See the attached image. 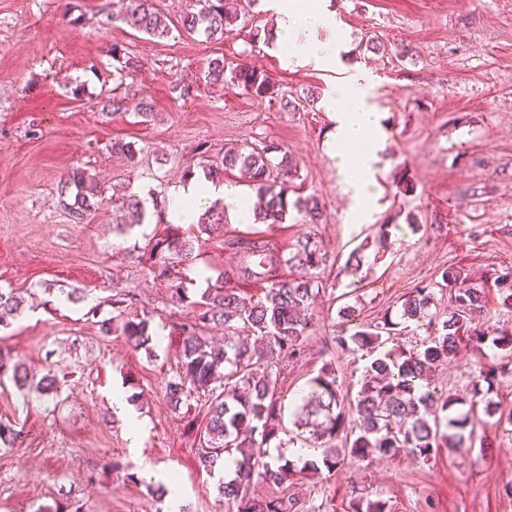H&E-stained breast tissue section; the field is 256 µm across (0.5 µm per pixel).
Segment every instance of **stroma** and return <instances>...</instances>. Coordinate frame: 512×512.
I'll return each mask as SVG.
<instances>
[{"instance_id": "stroma-1", "label": "stroma", "mask_w": 512, "mask_h": 512, "mask_svg": "<svg viewBox=\"0 0 512 512\" xmlns=\"http://www.w3.org/2000/svg\"><path fill=\"white\" fill-rule=\"evenodd\" d=\"M336 2L349 56L371 73L387 136L375 188L381 209L361 224L348 212L327 154L331 120L319 102L332 81L310 67L285 68L266 41L254 40V32L271 28L261 7H245L240 29L215 41L136 32L118 18L129 0H0V288L24 299L16 320L0 330V347L31 378L52 374L60 386L57 396L27 399L11 383L0 386V421L18 430L13 445L0 448V512L46 505L69 512L74 504L82 512H156L154 488L170 473L190 512H235L218 491L223 466L200 467L199 432L187 429L164 396L184 309L152 273L150 240L163 227L150 215L118 234L110 202L150 193L166 204L185 169L221 162L225 148L285 145L297 162L289 186L324 206L317 234L331 261L312 306L316 328L301 357L276 367L285 413L328 361L345 388L359 390L367 357L325 344L343 306H354L366 322L396 317L406 295L428 285L431 312L447 313L451 292L441 274L454 267L484 291L481 323L512 328V310L492 285L494 269L512 266V0ZM374 34L408 45L411 57L400 62L367 50ZM116 43L136 64L120 85ZM216 57L264 72L298 110L210 79ZM116 94L147 99L151 110L107 111ZM117 141L135 144L137 164L113 152ZM74 167L110 196L83 224L72 222L58 198L61 176ZM403 182L412 193L402 194ZM386 223L388 249L366 250L360 267L347 265L348 254ZM307 231L296 215L282 224L231 221L223 237L202 235L201 253L214 277L241 261L224 238L260 237L286 255ZM71 291L78 301L67 300ZM120 291L132 308L152 312L149 348L106 333ZM485 365L497 368L489 399L512 414V359L491 341L461 340L430 384L471 397ZM118 386L132 412L149 420L141 455L153 473L141 469L126 420L112 409ZM485 433L491 446L484 450H444L425 462L375 456L290 479L280 491L307 512H349L359 489L386 500L392 512H512L505 492L512 486V424H491ZM114 460L121 470L111 469Z\"/></svg>"}]
</instances>
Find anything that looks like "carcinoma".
<instances>
[{"mask_svg":"<svg viewBox=\"0 0 512 512\" xmlns=\"http://www.w3.org/2000/svg\"><path fill=\"white\" fill-rule=\"evenodd\" d=\"M238 0H200V9L180 17L179 31L188 35L203 32L207 38L222 40L234 31L240 19ZM121 21L128 27L154 37H165L170 29L166 16L155 7V0H131ZM367 46L378 51H390L402 61L410 54L404 44L387 47L384 42L367 40ZM113 59L122 62L116 69L123 80L130 74L133 62L125 49L116 44ZM208 76L215 81H227L242 88L255 98H276L274 83L263 72L245 64L235 65L224 58L210 60ZM107 109L113 113L136 112L145 114L150 104L141 98L112 97ZM280 154L272 163L269 155ZM223 170L238 171L257 186L264 204L256 211L261 224H281L289 208L303 214V222L315 226L322 222L321 203L314 197L288 198V185L271 179L272 168L289 174L296 170L293 156L281 146L270 142L261 148H229L221 161ZM63 206L71 221L83 224L95 207L105 201L98 182L81 168H74L60 180L58 189ZM113 224L123 232L130 228V218L140 222L143 212L138 199H112ZM226 223L224 208L214 205L201 218L198 228L213 233ZM386 250L388 225H378L371 240L365 241L350 253L347 264L358 267L364 251L370 245ZM227 248L243 255L237 267L223 273L225 279L206 289L200 300L189 303L186 322L180 325L181 352L176 374L165 384V397L170 406L179 409L200 404L206 424L203 431L205 448L199 455L204 469L212 470L222 454L234 455V478L219 484L224 498L233 502L236 512H298L297 501L280 495L257 498L250 490L256 483L281 485L294 473L332 472L347 461H364L371 455L396 456L408 454L414 459L429 460L442 448H462L473 442L476 421L472 412L461 413L457 406L465 399L448 395L444 398L434 390H423V381L432 369L448 361L455 354L457 344L464 336L483 341L493 335V346L512 351V330L498 327L483 329L475 324L484 309V292L467 282L466 276L455 268L442 272L444 285L454 295L448 315L429 313L431 291L427 287L415 289L401 304L400 319L418 322L427 319L429 335L423 347L408 352H389L372 358L365 366L361 388L356 396L343 390L334 368H324L312 378L311 395L299 407L294 424L296 435L283 441L280 434L287 432L283 409L278 395V378L272 366L255 358L248 340L254 335L266 342V348L282 358H293L303 349L304 336L314 325L309 307L323 289L319 271L329 262L321 249L317 233L311 231L297 243L295 252L286 259L288 265L300 271L292 281L275 279L281 264L279 256L271 253L263 241L251 238L225 240ZM152 251L159 257L153 267L154 278L165 282L169 299L176 304L186 302L185 289L177 283L175 266L194 264L193 238L172 232L154 240ZM262 275L269 280L264 298L252 302L224 287V280H250ZM493 286L503 307L512 309V266L495 271ZM22 299L14 292L0 289V328L7 327L21 309ZM112 324L106 332L124 336L136 347L152 341L149 334V315L127 311L126 297L113 299ZM355 308L339 310L343 322L329 340V347L342 352L364 351L372 354L384 343L383 337L396 335L398 323L386 316L377 322H354ZM212 326L224 327V348L214 347L205 332ZM12 381L19 388H27L41 395L53 389L54 377L48 376L36 385L28 383L27 374L19 363L11 360L0 349V383ZM316 444L321 449L320 459L308 460L298 468L282 458L267 455L270 444L281 448L285 443ZM350 512H390L388 503L358 492L349 504Z\"/></svg>","mask_w":512,"mask_h":512,"instance_id":"carcinoma-1","label":"carcinoma"}]
</instances>
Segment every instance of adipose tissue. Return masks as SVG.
<instances>
[{
  "label": "adipose tissue",
  "instance_id": "adipose-tissue-1",
  "mask_svg": "<svg viewBox=\"0 0 512 512\" xmlns=\"http://www.w3.org/2000/svg\"><path fill=\"white\" fill-rule=\"evenodd\" d=\"M270 14L272 42L289 65H310L324 70L335 68L344 37L336 20L332 0H261ZM373 86L365 70L347 68L346 75L328 93L321 107L332 120L327 152L341 179L345 194L354 203L355 213L376 209L373 191L380 163L381 147L376 134L381 129V113L370 102ZM224 200L222 182L198 173L171 195L167 217L176 224L196 223L209 206Z\"/></svg>",
  "mask_w": 512,
  "mask_h": 512
}]
</instances>
